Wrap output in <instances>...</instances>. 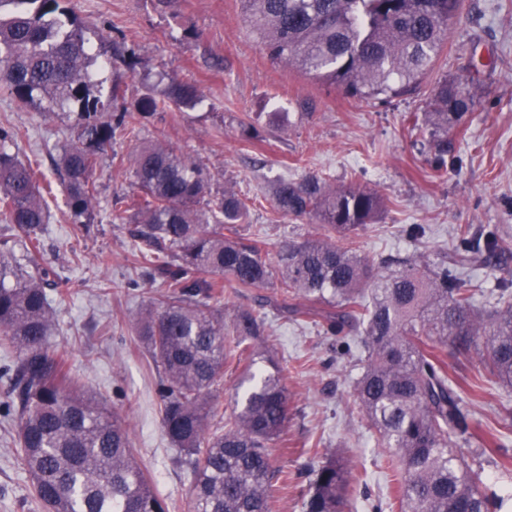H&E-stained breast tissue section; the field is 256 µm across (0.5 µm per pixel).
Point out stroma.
I'll return each mask as SVG.
<instances>
[{"mask_svg": "<svg viewBox=\"0 0 512 512\" xmlns=\"http://www.w3.org/2000/svg\"><path fill=\"white\" fill-rule=\"evenodd\" d=\"M72 3L91 44L105 39L138 56L132 74L120 65L95 67L104 84L122 77L126 107L174 80L196 84L203 95L196 106L155 113L135 140L114 142L95 173L89 237H73L60 200L42 231L64 292L55 304L50 347L67 350L85 390L122 419L169 512H190L192 470L165 435L157 369L136 331L155 287L138 279L128 226L112 209L115 196L133 192V177L129 167L113 166V155L126 157L136 146L164 140L200 160L213 192L231 190L246 201L249 219L236 231L260 236L273 263L283 244L311 230L308 221L276 209L271 184L280 176L318 175L337 189L375 190L384 212L357 239L360 253L372 260L454 255L456 230L464 225L512 243V0H463L428 74L407 94L370 102L272 63L249 33L239 0ZM457 77L469 78L476 104L465 133L449 135L446 168L439 172L415 124L425 120L436 83ZM6 122L23 133L21 157L38 161L46 179L56 180L53 160L72 134L65 115L20 108L0 87V124ZM247 125L259 132L260 143L244 140ZM282 301L276 288H229L217 306L227 318L240 310L264 316L265 334L244 343L259 367L271 359L288 365V446L270 448L288 482L277 485L272 512H305L316 470L334 455L349 461L356 479L347 512H399L389 453L354 400L359 340L286 320L278 310ZM14 434L15 423L0 406V512H46L30 492Z\"/></svg>", "mask_w": 512, "mask_h": 512, "instance_id": "1", "label": "stroma"}]
</instances>
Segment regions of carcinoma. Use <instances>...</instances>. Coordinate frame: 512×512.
Wrapping results in <instances>:
<instances>
[{
	"label": "carcinoma",
	"instance_id": "cac0c4a2",
	"mask_svg": "<svg viewBox=\"0 0 512 512\" xmlns=\"http://www.w3.org/2000/svg\"><path fill=\"white\" fill-rule=\"evenodd\" d=\"M66 0H0V85L19 106L42 115L64 112L75 140L59 148L65 205L85 227L96 205L95 172L118 139H133L142 122L169 107L194 106L196 85L171 82L160 95L125 106L121 78L108 96L95 79L100 53ZM245 22L274 63L298 66L345 96L370 100L411 89L448 40L461 0H240ZM467 79L439 81L428 103L425 129L435 168L445 166L448 131L464 130L473 98ZM18 129L0 125V216L9 230L0 242V344L16 354L0 376L16 421L21 454L34 497L48 512H168L151 477L130 448L115 416L70 374L67 351H51L55 272L43 258L42 225L49 203L39 165L14 150ZM137 192L115 198L116 217L130 224L133 257L157 285L138 336L160 372L162 423L169 441L192 457L193 512H271L274 480L285 476L268 451L288 443V364L255 368V354L228 339L212 303L224 288L280 289L298 303L284 305L296 321L319 318L332 336L360 337L364 359L355 402L390 450L399 469L402 512H496L506 498L487 493L478 473L453 448L492 451L472 432L464 388L448 374L440 345L464 357L481 356L494 383L512 387V300L502 289L485 311L471 285L448 258L421 265L410 256L378 262L361 255L355 236L383 209L375 193L330 189L316 175L282 178L273 188L279 211L316 218L319 231L288 243L273 266L264 242L224 235L248 219L235 192L212 194L204 167L167 143L133 153ZM18 242L21 254L9 243ZM512 251L490 234L480 241L464 228L458 262L489 263ZM263 319L250 311L232 321L235 336H259ZM243 367L257 382L225 420L213 391L224 365ZM343 458L316 471L306 512H342L352 495Z\"/></svg>",
	"mask_w": 512,
	"mask_h": 512
}]
</instances>
